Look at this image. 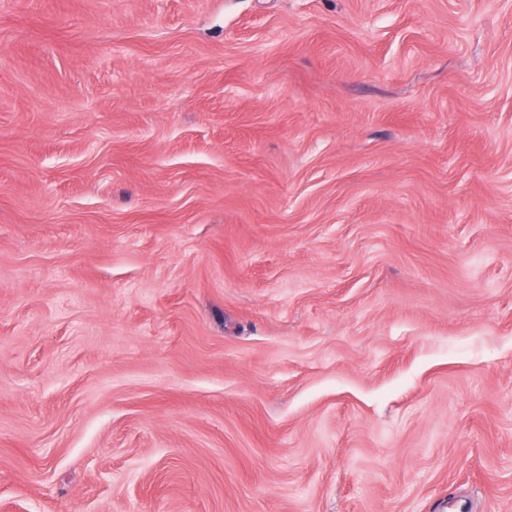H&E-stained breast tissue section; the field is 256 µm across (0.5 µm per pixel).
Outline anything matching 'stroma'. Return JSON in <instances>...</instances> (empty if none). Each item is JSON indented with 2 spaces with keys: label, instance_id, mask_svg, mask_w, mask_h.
<instances>
[{
  "label": "stroma",
  "instance_id": "1",
  "mask_svg": "<svg viewBox=\"0 0 512 512\" xmlns=\"http://www.w3.org/2000/svg\"><path fill=\"white\" fill-rule=\"evenodd\" d=\"M0 512H512V0H0Z\"/></svg>",
  "mask_w": 512,
  "mask_h": 512
}]
</instances>
